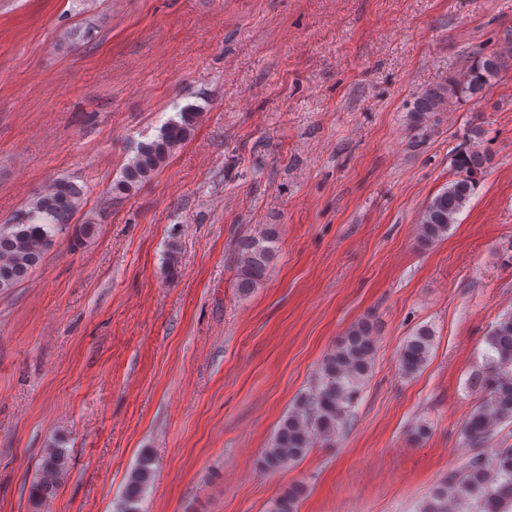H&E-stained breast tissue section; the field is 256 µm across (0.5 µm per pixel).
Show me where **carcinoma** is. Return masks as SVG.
<instances>
[{
    "label": "carcinoma",
    "instance_id": "obj_1",
    "mask_svg": "<svg viewBox=\"0 0 512 512\" xmlns=\"http://www.w3.org/2000/svg\"><path fill=\"white\" fill-rule=\"evenodd\" d=\"M505 67L504 57L480 58L462 78L448 85V93L428 92L414 107L418 120L438 109L443 97L459 93L475 96ZM199 113L192 107L167 121L156 138L141 142L123 168L113 189L128 192L149 179L195 130ZM488 158L477 150L454 155L456 178L427 203L420 221V242L432 245L448 234L457 216L470 202ZM82 190L72 181L55 179L35 197L14 224L0 225V291L23 281L36 267L53 240L66 232L80 208ZM278 232L269 225L242 236L236 245V282L241 295H248L267 277L275 257ZM434 333L418 328L403 344L398 370L414 375L426 364ZM484 365L475 373L480 402L463 426L465 443L479 448L503 424H512V313L502 316L486 338ZM374 328L366 321L353 324L339 343L322 359L312 393L300 396L280 421L263 454L261 466L273 472L307 455L316 442H329L347 426L361 389L372 369ZM154 460L143 452L128 475L116 512H140V503L152 480ZM69 470V452L58 440L45 451L31 483L29 497L38 505L51 497ZM304 486L295 484L272 501L269 512H297ZM419 512H512V445L488 448L468 457L459 469L448 472L423 500Z\"/></svg>",
    "mask_w": 512,
    "mask_h": 512
}]
</instances>
